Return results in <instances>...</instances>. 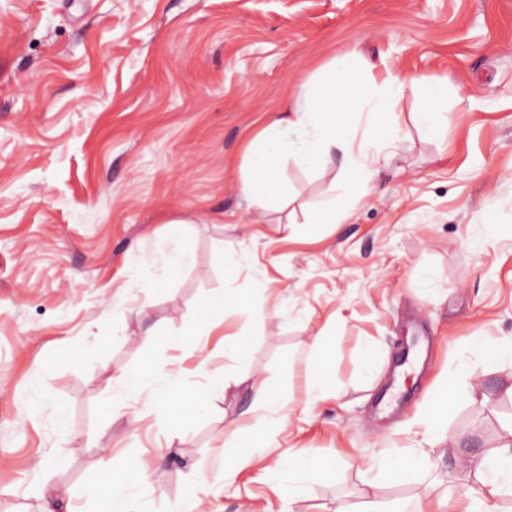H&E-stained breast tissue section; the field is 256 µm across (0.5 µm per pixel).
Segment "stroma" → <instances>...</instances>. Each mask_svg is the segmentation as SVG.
Masks as SVG:
<instances>
[{"label": "stroma", "instance_id": "1", "mask_svg": "<svg viewBox=\"0 0 512 512\" xmlns=\"http://www.w3.org/2000/svg\"><path fill=\"white\" fill-rule=\"evenodd\" d=\"M325 66L358 86L406 80L405 113L424 82L446 85L447 130L382 151L367 195L291 162L286 212L248 202V141ZM331 191L347 218L309 223L303 204ZM175 221L194 263L154 293L146 271ZM228 254L243 259L232 278ZM412 320L426 361L383 416ZM230 333L246 360L225 355ZM319 336L337 390L311 407ZM508 339L512 0H0V512L50 496L91 512L85 489L113 467L145 471L152 512H335L373 458L413 452L428 468L375 493L436 512L466 493L453 457L512 421V366L471 353ZM462 363L486 400L459 397L427 444L415 419ZM150 364L200 394L233 383L173 438L136 392ZM247 376L277 388L291 434L229 477ZM289 451L331 464L292 504L264 473Z\"/></svg>", "mask_w": 512, "mask_h": 512}]
</instances>
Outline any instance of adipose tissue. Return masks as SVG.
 <instances>
[{"mask_svg":"<svg viewBox=\"0 0 512 512\" xmlns=\"http://www.w3.org/2000/svg\"><path fill=\"white\" fill-rule=\"evenodd\" d=\"M351 85L349 76L332 70L319 80L299 85L283 110L274 114L249 143L241 192L261 205L287 207L288 189L279 177L283 164L292 160L300 167L323 171L331 167L337 155L343 159L338 182L368 180L371 134H353L361 121L388 116L394 138L410 124L421 132L434 133L446 122L439 88H431L429 103L422 111L406 116L398 110L404 97V83L399 78L390 76L379 83L370 82L356 95L352 94ZM250 388L252 423L249 431L238 435L237 443L252 447L251 457L258 461L262 458L265 433L271 429L284 433L287 421L271 416L278 397L267 380L254 379ZM140 389L146 392L149 405L160 411L175 405L189 408L200 400L199 395L183 390L177 378L158 365L145 369ZM463 466L475 478L463 512H501L502 498L512 495V440L502 439L494 455L464 461ZM265 473L271 482L284 487L289 498L296 499L307 496L311 482L322 471L305 458L288 455L266 466ZM89 497L95 512H145L135 484L120 469L105 472L100 483L90 487Z\"/></svg>","mask_w":512,"mask_h":512,"instance_id":"obj_1","label":"adipose tissue"}]
</instances>
